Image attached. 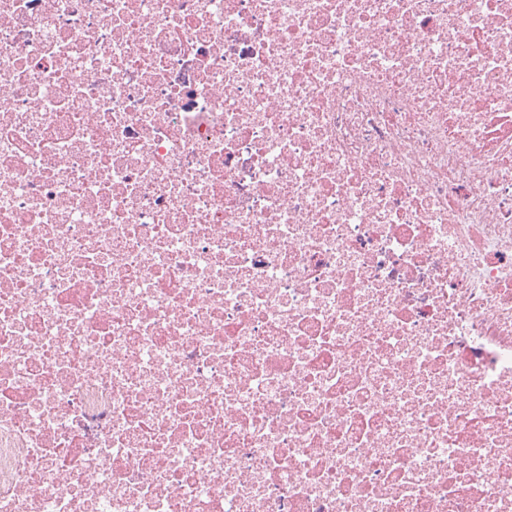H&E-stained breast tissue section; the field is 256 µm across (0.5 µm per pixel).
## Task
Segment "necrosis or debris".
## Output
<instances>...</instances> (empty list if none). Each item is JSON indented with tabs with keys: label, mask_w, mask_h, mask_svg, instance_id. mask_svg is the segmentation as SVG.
<instances>
[{
	"label": "necrosis or debris",
	"mask_w": 512,
	"mask_h": 512,
	"mask_svg": "<svg viewBox=\"0 0 512 512\" xmlns=\"http://www.w3.org/2000/svg\"><path fill=\"white\" fill-rule=\"evenodd\" d=\"M0 512H512V0H0Z\"/></svg>",
	"instance_id": "1"
}]
</instances>
